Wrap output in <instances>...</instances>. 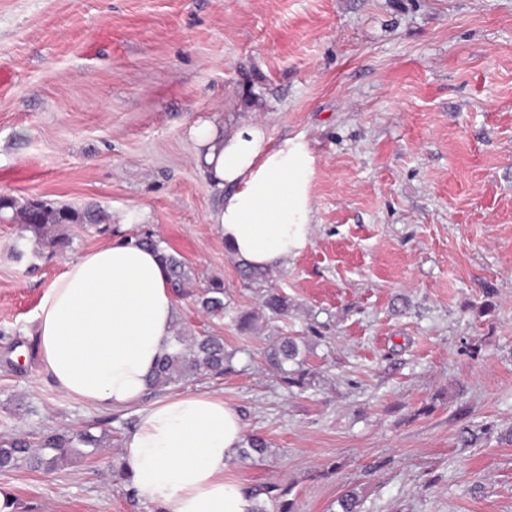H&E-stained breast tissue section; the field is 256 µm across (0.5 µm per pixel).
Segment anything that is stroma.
Listing matches in <instances>:
<instances>
[{"mask_svg":"<svg viewBox=\"0 0 512 512\" xmlns=\"http://www.w3.org/2000/svg\"><path fill=\"white\" fill-rule=\"evenodd\" d=\"M0 76V195L112 226L70 225L51 257L0 215V436L112 431L95 458L0 475L14 512H156L115 477L135 408L60 392L35 331L68 260L145 232L197 288L223 280L228 315L187 297L177 320L234 369L144 401L222 396L271 445L233 460L244 488L295 512L349 491L361 512H512V0H0ZM199 118L313 151L312 245L268 283L285 317L211 222ZM279 336L302 340L304 387L265 362Z\"/></svg>","mask_w":512,"mask_h":512,"instance_id":"35a3bbf8","label":"stroma"}]
</instances>
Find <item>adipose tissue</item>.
I'll list each match as a JSON object with an SVG mask.
<instances>
[{"mask_svg":"<svg viewBox=\"0 0 512 512\" xmlns=\"http://www.w3.org/2000/svg\"><path fill=\"white\" fill-rule=\"evenodd\" d=\"M189 134L220 196L211 220L233 257L275 270L311 245L315 157L304 137L274 143L255 121L227 133L205 120ZM175 314L159 254L116 239L66 262L43 292L35 317L41 364L69 397L138 406L124 465L139 502L157 512H250L247 491L228 476L244 426L223 397L185 392L140 404L171 347Z\"/></svg>","mask_w":512,"mask_h":512,"instance_id":"ef3b65f1","label":"adipose tissue"}]
</instances>
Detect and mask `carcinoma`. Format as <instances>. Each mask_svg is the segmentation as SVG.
<instances>
[{
    "label": "carcinoma",
    "instance_id": "1",
    "mask_svg": "<svg viewBox=\"0 0 512 512\" xmlns=\"http://www.w3.org/2000/svg\"><path fill=\"white\" fill-rule=\"evenodd\" d=\"M10 210L17 223L32 233L41 247L51 255L67 248L69 237L56 232L61 226L69 224L105 223L108 216L98 206L83 208L53 207L42 201L28 200L18 204L17 200L0 195V213ZM140 245L157 250L166 264L170 286L174 294L181 298L192 293L194 284L186 269L184 261L160 246V241L153 235L136 237ZM197 303L212 317H223L226 312L224 303V283L211 282L197 296ZM264 307L276 316L288 314V299L280 293L269 290L264 296ZM177 349L164 353L158 360L155 370L149 376L148 386L160 387L179 384L198 376H216L224 374L231 368L230 355L224 349V337L218 335L186 336L175 331ZM300 348L292 337H279L267 351V362L281 373L282 378L292 384L300 383L296 377L297 370L288 369V364H299ZM109 441V434L102 432L95 435L85 430L81 432L49 431L41 436L37 443H32L25 435H15L0 440V473L9 474L20 468L31 471H54L59 461L72 456L92 457ZM270 443L263 437L253 435L247 439L242 448L246 458H264ZM266 494L271 501L278 503V512H293V503L284 499L286 492L276 485H270L260 492H252L257 499L252 512H267L266 502L259 500Z\"/></svg>",
    "mask_w": 512,
    "mask_h": 512
}]
</instances>
